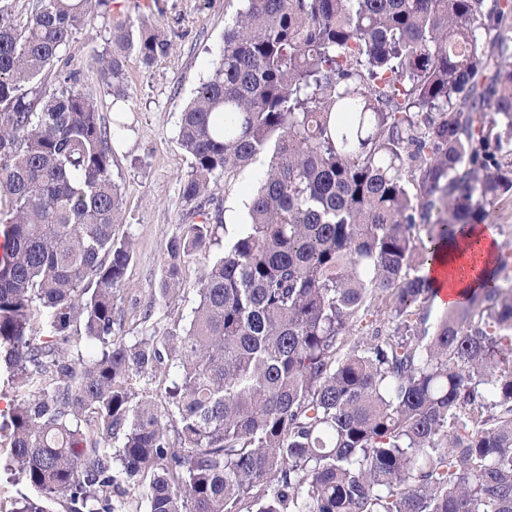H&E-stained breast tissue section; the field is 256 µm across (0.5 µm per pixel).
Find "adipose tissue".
I'll return each mask as SVG.
<instances>
[{"label":"adipose tissue","mask_w":512,"mask_h":512,"mask_svg":"<svg viewBox=\"0 0 512 512\" xmlns=\"http://www.w3.org/2000/svg\"><path fill=\"white\" fill-rule=\"evenodd\" d=\"M499 238L490 225L471 229L462 240L448 245L430 266L436 300L444 307L455 304L466 290L477 288L479 278L493 266Z\"/></svg>","instance_id":"adipose-tissue-1"}]
</instances>
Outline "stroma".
<instances>
[{
	"label": "stroma",
	"mask_w": 512,
	"mask_h": 512,
	"mask_svg": "<svg viewBox=\"0 0 512 512\" xmlns=\"http://www.w3.org/2000/svg\"><path fill=\"white\" fill-rule=\"evenodd\" d=\"M127 16L170 29L174 48L149 66L136 54L126 56L129 99L119 113L98 79L94 57L107 48L115 22ZM227 20L225 0H151L147 6L138 0H112L109 12L90 30L77 33L62 51L67 71L78 79L77 89L96 98L103 122L119 119L124 124L112 141V177L123 195L115 234L132 241L134 258L117 290V335H159L173 324L188 325L200 271L216 254L211 248L193 255L182 270L177 296L161 299L163 248L179 228V182L191 165L178 138L180 112L208 78ZM265 164L261 158L237 172L232 187L220 180L212 183L228 231L245 223L248 195Z\"/></svg>",
	"instance_id": "stroma-1"
}]
</instances>
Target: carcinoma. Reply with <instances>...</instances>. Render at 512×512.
Masks as SVG:
<instances>
[{"mask_svg": "<svg viewBox=\"0 0 512 512\" xmlns=\"http://www.w3.org/2000/svg\"><path fill=\"white\" fill-rule=\"evenodd\" d=\"M235 1L181 115L161 297L220 253L188 326L129 338L114 132L60 68L111 0H36L22 22L0 0V440L27 489L9 512H122L130 489L147 512H512V243L434 322L428 274L512 203V0ZM172 49L128 19L94 64L123 99L126 55ZM260 155L223 240L210 186Z\"/></svg>", "mask_w": 512, "mask_h": 512, "instance_id": "obj_1", "label": "carcinoma"}]
</instances>
